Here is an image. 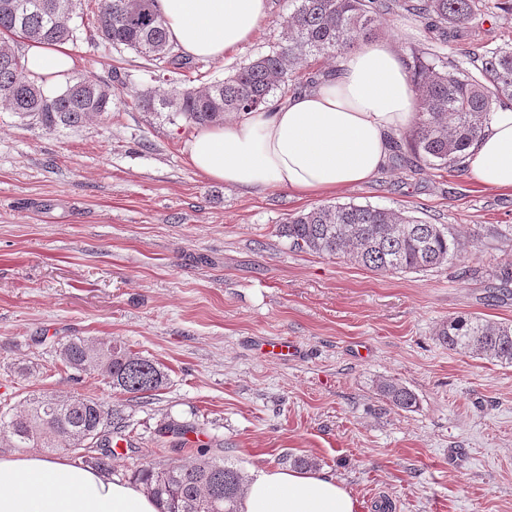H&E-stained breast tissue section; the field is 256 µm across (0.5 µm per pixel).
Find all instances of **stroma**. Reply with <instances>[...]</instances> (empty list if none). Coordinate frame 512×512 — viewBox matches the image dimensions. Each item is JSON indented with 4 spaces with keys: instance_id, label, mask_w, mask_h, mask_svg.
I'll use <instances>...</instances> for the list:
<instances>
[{
    "instance_id": "stroma-1",
    "label": "stroma",
    "mask_w": 512,
    "mask_h": 512,
    "mask_svg": "<svg viewBox=\"0 0 512 512\" xmlns=\"http://www.w3.org/2000/svg\"><path fill=\"white\" fill-rule=\"evenodd\" d=\"M291 9L269 0L252 41L203 60V72L220 80L267 51ZM378 37L404 55L479 53L512 39V12L492 10L443 43L400 9L380 15ZM71 49L78 74L155 85L151 62L99 43L89 26ZM193 130L130 108L49 130L0 107V401L17 409L51 392L120 411L137 448L113 456L112 473L128 481L150 463L195 459L202 441L245 474L312 458L360 512H512V366L435 336L457 315L512 323V280L500 277L512 269V196L393 159L325 199L242 191L191 166ZM324 202L452 225L466 258L390 274L290 249L280 224ZM71 337L119 339L163 364L168 381L145 398L114 393L62 365L56 348ZM277 340L295 356L266 357L262 343ZM385 380L412 390L416 406L383 399ZM168 420L191 433L157 438Z\"/></svg>"
}]
</instances>
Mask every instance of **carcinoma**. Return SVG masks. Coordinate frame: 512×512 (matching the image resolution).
Returning <instances> with one entry per match:
<instances>
[{
  "mask_svg": "<svg viewBox=\"0 0 512 512\" xmlns=\"http://www.w3.org/2000/svg\"><path fill=\"white\" fill-rule=\"evenodd\" d=\"M81 0H0V102L22 121L49 130L75 126L91 115L133 107L142 112H171L186 122L224 121L226 113L258 112L288 91L294 67L310 56L329 60L356 48L378 32V15L401 8L426 20V30L442 42L467 28L484 13V0H294L270 49L222 80L202 87L177 85L170 75L196 70L198 63L170 41L157 0H98L93 12L98 36L112 46L130 49L157 68L158 87L115 94L95 75L78 77L57 94H47L28 74L15 38L43 45L74 43L79 29L71 24ZM472 72L448 56L426 59L410 50L406 66L416 96V120L410 150L415 159L437 169L465 170L467 150L484 131L488 116L512 104V44L483 50ZM290 247L332 258L348 257L379 272L407 273L461 260L466 243L447 224H428L392 209L336 203L316 206L288 218L279 227ZM435 335L454 351L512 365V324L476 316L442 322ZM62 364L98 374L119 394H148L167 380L159 362L131 352L118 339L93 342L74 337L60 344ZM393 406L411 409L415 394L392 381L378 386ZM0 427L14 448H52L79 455L84 463L105 469L113 455L112 438L132 441L123 416L90 397L39 394L23 410L3 411ZM104 429L97 442L76 447L71 437ZM138 479L160 512H238L245 476L233 464L207 456L191 464L146 466Z\"/></svg>",
  "mask_w": 512,
  "mask_h": 512,
  "instance_id": "cac0c4a2",
  "label": "carcinoma"
}]
</instances>
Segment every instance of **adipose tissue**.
<instances>
[{
    "label": "adipose tissue",
    "instance_id": "1",
    "mask_svg": "<svg viewBox=\"0 0 512 512\" xmlns=\"http://www.w3.org/2000/svg\"><path fill=\"white\" fill-rule=\"evenodd\" d=\"M169 36L187 55L220 59L249 43L268 19L267 0H158ZM31 77L64 83L77 58L63 44L26 48ZM416 119V99L394 46L366 42L341 55L335 78L224 124L198 127L186 143L211 181L250 190L285 186L330 195L369 182ZM467 171L512 194V105L489 116L468 149ZM0 512H158L135 484L63 457L0 456ZM240 512H359L336 478L262 466L247 479Z\"/></svg>",
    "mask_w": 512,
    "mask_h": 512
}]
</instances>
